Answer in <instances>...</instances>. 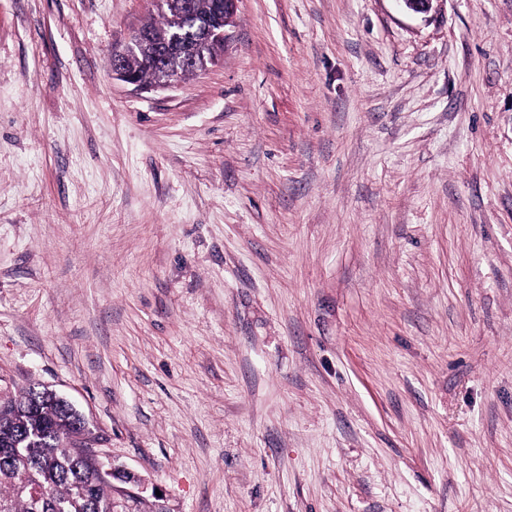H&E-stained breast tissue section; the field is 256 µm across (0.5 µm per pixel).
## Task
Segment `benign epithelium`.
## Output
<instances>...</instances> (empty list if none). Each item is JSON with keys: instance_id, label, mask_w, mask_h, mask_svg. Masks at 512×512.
I'll use <instances>...</instances> for the list:
<instances>
[{"instance_id": "1", "label": "benign epithelium", "mask_w": 512, "mask_h": 512, "mask_svg": "<svg viewBox=\"0 0 512 512\" xmlns=\"http://www.w3.org/2000/svg\"><path fill=\"white\" fill-rule=\"evenodd\" d=\"M237 3L238 0H216L212 13L197 22L191 41L183 40L177 32L158 39L143 27L133 29L120 46L112 48V75L136 88L146 86V82L126 65L127 59L143 51L149 52L157 71L156 79L151 83L155 88L166 89L178 81V62L197 72L206 71L209 66L219 63L220 59L200 62L197 47L226 42V27L233 21Z\"/></svg>"}]
</instances>
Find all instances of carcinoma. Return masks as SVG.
<instances>
[{
  "label": "carcinoma",
  "instance_id": "1",
  "mask_svg": "<svg viewBox=\"0 0 512 512\" xmlns=\"http://www.w3.org/2000/svg\"><path fill=\"white\" fill-rule=\"evenodd\" d=\"M147 24L158 34L186 25L172 11ZM79 419L47 388L0 404V512H112L114 487L88 448L70 440Z\"/></svg>",
  "mask_w": 512,
  "mask_h": 512
}]
</instances>
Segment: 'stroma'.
Masks as SVG:
<instances>
[{
  "label": "stroma",
  "mask_w": 512,
  "mask_h": 512,
  "mask_svg": "<svg viewBox=\"0 0 512 512\" xmlns=\"http://www.w3.org/2000/svg\"><path fill=\"white\" fill-rule=\"evenodd\" d=\"M151 0H0V403L138 512H512V0H239L147 92ZM212 13L207 15L212 0H195L196 14L205 16L195 27L192 41H185L177 32L166 34L170 29L187 25L189 18L172 11L160 12V20L152 22L146 27L157 34H166L162 39H157L149 30L138 27L133 29L125 41L118 47L112 46V75L122 82L135 88L153 86L166 89L178 81V69L175 63H183L185 68L192 67L196 73L206 71L210 65H215L221 59L214 58L208 62L199 61L197 47L212 43H224L227 40L226 27L230 25L236 14L238 0H215ZM142 51H148L152 63L157 71L154 82L146 84L153 76L151 61L143 56L135 58L132 65L136 72L127 67L126 61L130 57L137 56ZM143 80V81H142Z\"/></svg>",
  "instance_id": "obj_1"
}]
</instances>
